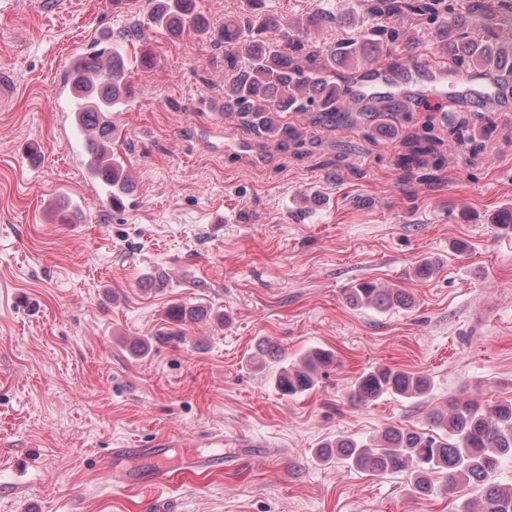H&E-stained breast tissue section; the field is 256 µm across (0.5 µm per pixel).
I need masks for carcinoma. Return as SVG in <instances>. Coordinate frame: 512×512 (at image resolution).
I'll list each match as a JSON object with an SVG mask.
<instances>
[{
	"label": "carcinoma",
	"instance_id": "obj_1",
	"mask_svg": "<svg viewBox=\"0 0 512 512\" xmlns=\"http://www.w3.org/2000/svg\"><path fill=\"white\" fill-rule=\"evenodd\" d=\"M150 24L172 35L210 34L194 8V0H152ZM247 12L224 19L217 39L224 43V114H237L259 137L279 134L288 112H314L328 125L349 112L347 91L336 84V69L355 73L390 55L399 40L396 29L380 23L351 40L320 50L307 48L311 29L340 23L343 13L316 11L294 21L265 10L264 0H246ZM369 14L383 20L413 15L427 21L428 36L450 45L448 63L457 72L487 68L505 83L512 81V0H472L464 12L479 14L480 26L460 29L459 10L444 8L439 0H361ZM75 100V125L87 131L83 165L88 175L119 198L127 190L125 164L113 145L121 131L112 113L122 111L134 96L124 45L119 41L78 55L68 71ZM403 164L412 167L433 150L428 139L407 143ZM347 301L377 311L409 309L412 298L403 288H382L363 281L348 289ZM202 310L179 303L169 308L174 321L194 320ZM333 355L321 348L309 350L299 362L279 366L273 384L284 396L312 390L319 374L333 365ZM431 389L429 378L378 365L354 382L348 399L368 404L383 396L418 399ZM318 455L331 457L373 476L410 471L414 492L432 490L437 475L443 488L459 485L476 489L458 512H512V486L495 480L504 460H512V400L454 397L434 411L426 431L388 427L367 439L341 437L320 446Z\"/></svg>",
	"mask_w": 512,
	"mask_h": 512
}]
</instances>
